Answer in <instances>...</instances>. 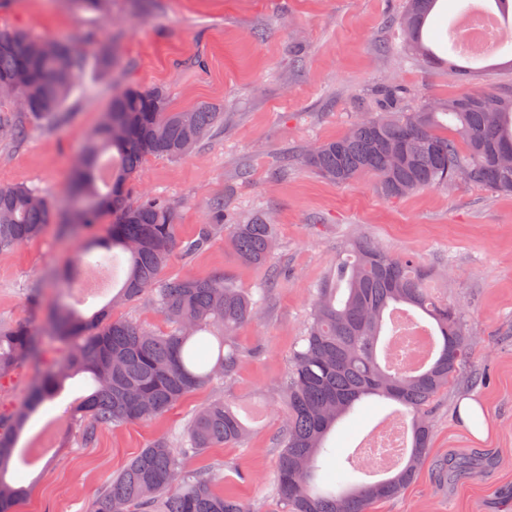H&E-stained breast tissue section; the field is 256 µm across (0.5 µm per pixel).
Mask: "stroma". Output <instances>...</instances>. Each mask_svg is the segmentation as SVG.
I'll list each match as a JSON object with an SVG mask.
<instances>
[{
    "label": "stroma",
    "instance_id": "35a3bbf8",
    "mask_svg": "<svg viewBox=\"0 0 512 512\" xmlns=\"http://www.w3.org/2000/svg\"><path fill=\"white\" fill-rule=\"evenodd\" d=\"M404 7L405 0H108L101 14L69 0H0V30L66 37L84 57L53 123L28 121L20 141L0 137V184L43 190L57 220L66 219L73 167L115 89L160 87L173 109L213 105L224 122L183 159H147L128 183L129 201L145 194L171 200L183 240L208 223L216 199L229 223L261 212L277 228L267 265L240 261L224 233L190 256L173 249L162 271L166 278L221 273L249 292L269 287L264 307L238 331L244 356L235 377L189 394L159 419L103 428L89 441L62 428L54 454L12 472L26 490L16 512H87L129 458L159 435L179 437L192 413L219 395L238 407L249 433L241 443L187 456L186 469L222 465L218 490L253 512H284L272 494L285 422L277 383L305 333L316 285L355 239L431 266L437 295L463 312L470 346L468 364L428 417L430 447L416 478L369 512H512V196L459 184L390 199L372 178L334 184L302 160L344 135L359 114L377 111L381 84H397L409 104L462 91L452 70L394 48L391 22ZM104 51L113 68L100 69ZM103 234L98 225L63 238L52 226L0 253V324L46 329L64 293L56 273ZM467 397L483 405L486 439L459 419ZM391 410L366 399L339 421L328 438L327 470ZM479 456L482 468L441 482L440 460Z\"/></svg>",
    "mask_w": 512,
    "mask_h": 512
}]
</instances>
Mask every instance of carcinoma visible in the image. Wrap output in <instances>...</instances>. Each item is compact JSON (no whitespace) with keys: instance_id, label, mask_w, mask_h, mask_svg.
Segmentation results:
<instances>
[{"instance_id":"obj_1","label":"carcinoma","mask_w":512,"mask_h":512,"mask_svg":"<svg viewBox=\"0 0 512 512\" xmlns=\"http://www.w3.org/2000/svg\"><path fill=\"white\" fill-rule=\"evenodd\" d=\"M440 0H406L397 19L399 48L428 64H449L460 81L466 67L439 56L428 40ZM83 56L65 40H38L21 30L0 31V80L16 79L29 100L27 115L52 121L76 88ZM379 112L363 115L350 131L309 150L304 163L320 177L344 184L362 176L375 179L377 191L401 198L424 188L457 181L512 195V83L469 91L431 103H404L400 88L379 90ZM224 113L212 105L193 110L171 108L161 88L125 86L87 140L82 155L89 167L72 176L75 203L72 224L58 225L63 235L112 216L105 236L82 248L78 264L57 274L72 282L80 267L112 268L115 251L125 255L124 277L112 304L148 300L170 324L163 334L122 318L104 306L91 317L66 302L52 309L49 337L68 345L62 365L43 359V337L25 323L0 326V380L34 360L39 372L25 406L0 415V512H15L24 489L7 481L17 440L29 416L52 403L68 378L88 374L94 390L71 415L89 438L98 430L160 417L188 394L216 378L232 379L243 351L237 330L267 298L260 288L244 293L228 277H176L161 270L177 243L175 210L159 196L127 202L126 185L149 157L170 160L188 155ZM26 123L0 113V133L18 141ZM210 223L182 242L192 255L224 231V200L209 204ZM54 203L29 187L0 185V252L35 240L52 225ZM231 242L247 264L268 263L276 225L261 214L231 225ZM432 270L419 259L393 256L378 245L358 240L346 257L316 287L302 344L280 382L286 422L279 440L274 493L289 512H368L378 500L395 498L414 479L428 448L429 406L469 360V330L461 310L434 295ZM396 309L426 325L435 340L429 362L405 369L392 362L388 348L394 332L388 319ZM369 397L394 401L410 420V439L390 476L358 480L366 471L353 459L316 480L321 459L330 453L327 439L337 422ZM245 425L221 397L189 420L183 441L155 438L112 476L89 512H251L239 498L216 489L217 468L187 471L184 457L218 445L239 442Z\"/></svg>"}]
</instances>
